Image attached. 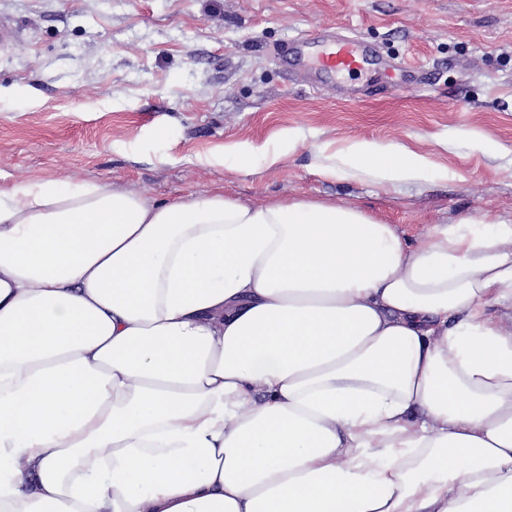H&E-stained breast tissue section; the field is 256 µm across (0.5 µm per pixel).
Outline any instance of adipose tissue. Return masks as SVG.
<instances>
[{
    "label": "adipose tissue",
    "instance_id": "obj_1",
    "mask_svg": "<svg viewBox=\"0 0 512 512\" xmlns=\"http://www.w3.org/2000/svg\"><path fill=\"white\" fill-rule=\"evenodd\" d=\"M433 166L357 139L324 175ZM512 224L0 187V512H512Z\"/></svg>",
    "mask_w": 512,
    "mask_h": 512
}]
</instances>
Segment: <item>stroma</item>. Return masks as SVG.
Here are the masks:
<instances>
[{
	"mask_svg": "<svg viewBox=\"0 0 512 512\" xmlns=\"http://www.w3.org/2000/svg\"><path fill=\"white\" fill-rule=\"evenodd\" d=\"M2 17L22 38L0 47V186L309 197L413 239L479 212L512 224V0H0ZM346 31L374 51L363 71L279 61L295 36ZM360 138L407 144L449 177L321 174L319 148ZM245 143L260 149L247 172L226 152Z\"/></svg>",
	"mask_w": 512,
	"mask_h": 512,
	"instance_id": "stroma-1",
	"label": "stroma"
}]
</instances>
